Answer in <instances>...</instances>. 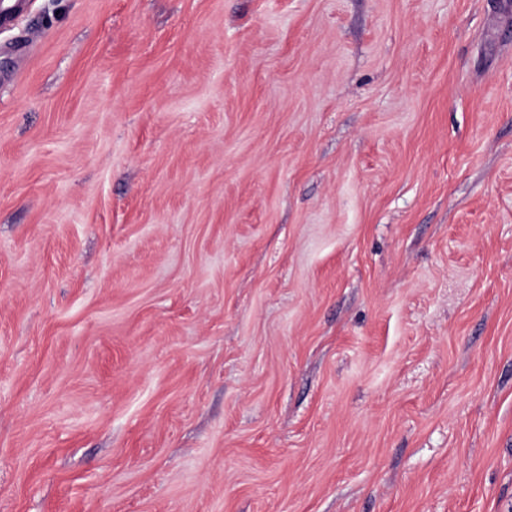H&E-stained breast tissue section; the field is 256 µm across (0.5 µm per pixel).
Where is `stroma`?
I'll use <instances>...</instances> for the list:
<instances>
[{"label": "stroma", "mask_w": 512, "mask_h": 512, "mask_svg": "<svg viewBox=\"0 0 512 512\" xmlns=\"http://www.w3.org/2000/svg\"><path fill=\"white\" fill-rule=\"evenodd\" d=\"M0 512H512V0H24Z\"/></svg>", "instance_id": "1"}]
</instances>
